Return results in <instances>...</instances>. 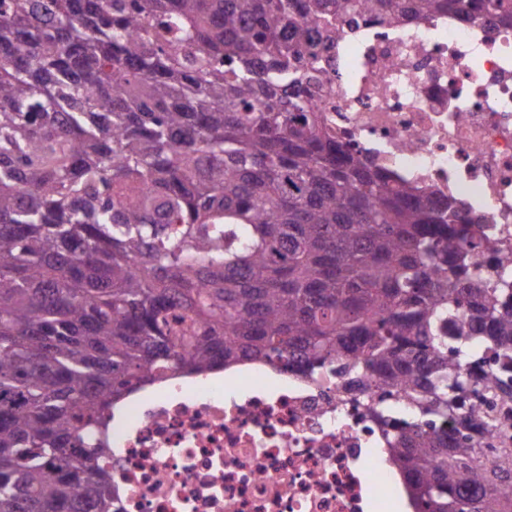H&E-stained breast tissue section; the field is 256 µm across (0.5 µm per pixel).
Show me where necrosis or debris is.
I'll use <instances>...</instances> for the list:
<instances>
[{
    "instance_id": "1",
    "label": "necrosis or debris",
    "mask_w": 512,
    "mask_h": 512,
    "mask_svg": "<svg viewBox=\"0 0 512 512\" xmlns=\"http://www.w3.org/2000/svg\"><path fill=\"white\" fill-rule=\"evenodd\" d=\"M315 102L364 163L456 201L512 255V23L356 16ZM123 512H391L403 478L362 407L280 364L170 376L112 411Z\"/></svg>"
}]
</instances>
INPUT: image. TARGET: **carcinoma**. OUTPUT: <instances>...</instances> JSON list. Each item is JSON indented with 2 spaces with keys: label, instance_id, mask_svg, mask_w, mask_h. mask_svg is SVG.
<instances>
[{
  "label": "carcinoma",
  "instance_id": "carcinoma-1",
  "mask_svg": "<svg viewBox=\"0 0 512 512\" xmlns=\"http://www.w3.org/2000/svg\"><path fill=\"white\" fill-rule=\"evenodd\" d=\"M462 2L0 0V512H119L112 408L252 361L362 404L418 512H512L482 225L313 104L338 22Z\"/></svg>",
  "mask_w": 512,
  "mask_h": 512
}]
</instances>
